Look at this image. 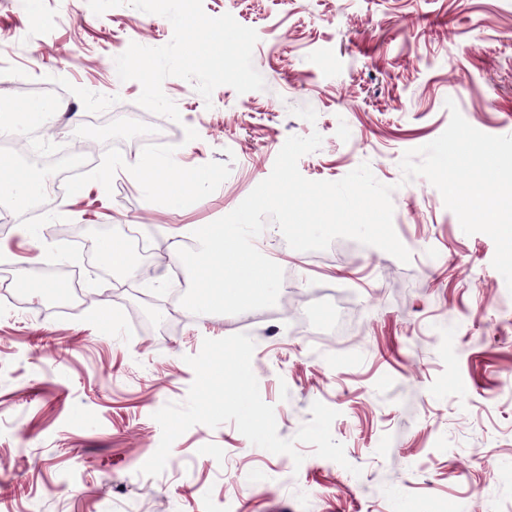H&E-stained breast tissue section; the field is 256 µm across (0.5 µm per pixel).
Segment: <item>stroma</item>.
<instances>
[{
	"mask_svg": "<svg viewBox=\"0 0 512 512\" xmlns=\"http://www.w3.org/2000/svg\"><path fill=\"white\" fill-rule=\"evenodd\" d=\"M256 30L260 91L217 87L203 98L169 77L179 121L138 105V81L112 60L130 43L167 44L166 18L129 5L94 14L87 0H41L36 14L0 0V121L41 94L63 98L67 119L36 128L29 163L81 150L45 205L0 198V512H512V291L493 267V240L465 234L424 177L404 180L405 151L439 137L453 100L474 128L512 135V0H203ZM322 137L300 173L336 181L360 164L393 186V226L411 260L339 238L302 252L259 235L283 269L275 316L195 315L180 304L190 279L177 251L189 225L233 211L265 178L288 137ZM173 163L188 202L170 209L131 171ZM198 167L211 182L187 185ZM154 230L167 254L109 271L98 246L123 228ZM78 289L67 310L15 278L17 267ZM337 290L344 311L322 296ZM108 300L111 326L95 322ZM249 335L260 395L278 434L294 438L319 401L347 465L274 454L234 423L192 426L156 477L153 415L184 403L187 357L204 339ZM361 475H354L352 467Z\"/></svg>",
	"mask_w": 512,
	"mask_h": 512,
	"instance_id": "35a3bbf8",
	"label": "stroma"
}]
</instances>
